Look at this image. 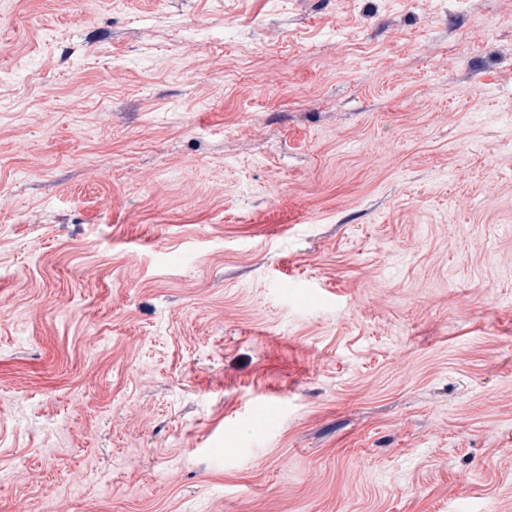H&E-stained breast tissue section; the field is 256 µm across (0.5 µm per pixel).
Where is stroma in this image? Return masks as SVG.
Instances as JSON below:
<instances>
[{
    "label": "stroma",
    "mask_w": 512,
    "mask_h": 512,
    "mask_svg": "<svg viewBox=\"0 0 512 512\" xmlns=\"http://www.w3.org/2000/svg\"><path fill=\"white\" fill-rule=\"evenodd\" d=\"M0 512H512V0H0Z\"/></svg>",
    "instance_id": "stroma-1"
}]
</instances>
